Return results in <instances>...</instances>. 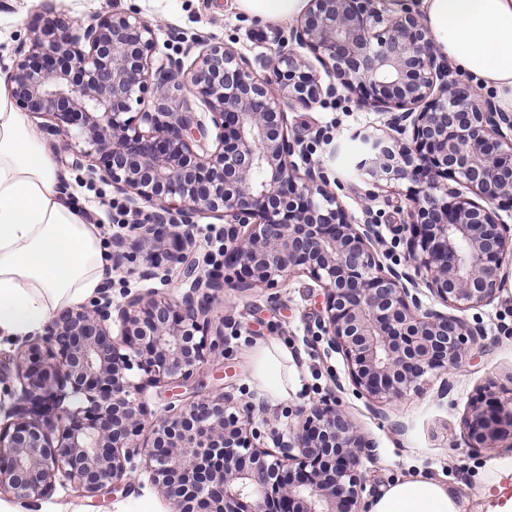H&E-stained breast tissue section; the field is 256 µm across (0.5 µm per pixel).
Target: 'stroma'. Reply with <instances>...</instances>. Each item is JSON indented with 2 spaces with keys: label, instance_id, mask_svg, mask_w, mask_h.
Masks as SVG:
<instances>
[{
  "label": "stroma",
  "instance_id": "35a3bbf8",
  "mask_svg": "<svg viewBox=\"0 0 512 512\" xmlns=\"http://www.w3.org/2000/svg\"><path fill=\"white\" fill-rule=\"evenodd\" d=\"M133 9L157 25L154 59L171 58L188 66L204 44L222 42L246 57L254 75L262 79L270 77L266 61L279 50L280 37L291 29L287 23L250 19L237 11L234 0H0V72L11 67L15 49L28 40L36 16L85 22ZM26 119L50 150L63 186L87 208L104 241L124 233V225L112 221V206L123 203V194L90 173V159L77 157L64 135L42 132L45 117L30 113ZM381 123L375 108L358 102L356 95L345 90L337 99L297 104L287 110L289 135L309 147L308 152L294 157L299 170L323 169L329 191L349 215L359 223L367 215H376L377 229L388 240L392 226L406 219L413 207L415 185L403 181L376 189L358 175L355 164L362 145L354 133ZM320 131L325 134L321 140L316 137ZM506 269L508 276L499 297L488 306L464 313L467 321L482 329L471 357L447 377H430L420 391L381 408L356 393L344 356L330 349L319 329L323 291L311 279L295 274L280 278L270 289H225L223 302L214 303L210 314L212 328L224 330V348L207 351L195 385L182 389L180 401L187 404L224 391L238 400L263 403L265 412L255 425L265 446L270 447L274 434H288L301 409L334 397L370 443L361 455L366 487L357 512H368L369 500L396 478L416 474L455 487L465 512H476L475 499L485 473L495 464L512 462V442L504 440L497 448L477 453L468 448L463 429V417L487 379H496L506 389L512 387V262ZM107 275L117 302L123 301L128 291L152 287L161 295L178 298L188 289L177 271L165 283L142 281L123 268L108 270ZM226 316L232 319L227 326L222 323ZM260 342L286 344L293 357L297 381L286 398H268L253 381L252 349ZM135 464L132 486L116 491L104 503L92 504L63 481L49 498L26 512H114L118 503L134 512L143 500L152 503L154 512H172L171 504L152 484L143 457H136Z\"/></svg>",
  "mask_w": 512,
  "mask_h": 512
}]
</instances>
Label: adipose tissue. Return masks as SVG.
<instances>
[{
    "instance_id": "1",
    "label": "adipose tissue",
    "mask_w": 512,
    "mask_h": 512,
    "mask_svg": "<svg viewBox=\"0 0 512 512\" xmlns=\"http://www.w3.org/2000/svg\"><path fill=\"white\" fill-rule=\"evenodd\" d=\"M244 15L288 22L308 0H235ZM437 53L495 90L512 111V0H420ZM97 225L61 188L56 165L0 84V340L33 336L63 310L96 297L106 274ZM253 377L273 397L295 381L291 355L279 343L253 350ZM370 512H463L455 489L421 475L401 477ZM478 512H512V464L484 479Z\"/></svg>"
}]
</instances>
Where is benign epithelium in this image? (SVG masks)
Instances as JSON below:
<instances>
[{
    "label": "benign epithelium",
    "instance_id": "1",
    "mask_svg": "<svg viewBox=\"0 0 512 512\" xmlns=\"http://www.w3.org/2000/svg\"><path fill=\"white\" fill-rule=\"evenodd\" d=\"M310 0L272 62L275 80L254 77L249 62L222 43L207 44L176 80L179 61L154 65L153 24L115 12L72 26L35 20L29 50L7 72L18 107L50 116L43 130L69 134L98 157L102 180L134 211L152 205L128 236H112V267L137 264L142 280L189 283L172 300L152 288L97 299L55 317L16 361L20 390L0 425V494L35 505L64 478L98 502L123 487L142 455L152 483L175 512H352L364 488L367 443L349 415L321 400L276 449L256 443L264 407L229 393L169 405L145 428L137 396L148 386L189 382L205 360L210 313L224 288L271 287L307 275L324 290L318 325L345 357L355 389L376 406L392 405L429 373L461 366L482 330L460 313L494 302L512 254V229L497 210L512 208V113L462 84L432 50V36L407 0ZM311 52L332 82L324 85ZM357 92L387 116L381 134L359 130L357 168L375 187L430 177L415 197L404 267L383 264L373 221L354 223L327 190L325 173L299 176L284 106ZM188 90L209 105L216 149L192 112L163 101ZM160 100L145 105L147 93ZM142 109L128 116L130 102ZM444 174L458 184L440 186ZM466 188L478 197L464 196ZM224 219V267L232 281L195 256L196 218ZM426 288L439 310L419 297ZM138 366L140 382L127 371ZM465 439L479 452L512 437V396H491L464 417Z\"/></svg>",
    "mask_w": 512,
    "mask_h": 512
}]
</instances>
